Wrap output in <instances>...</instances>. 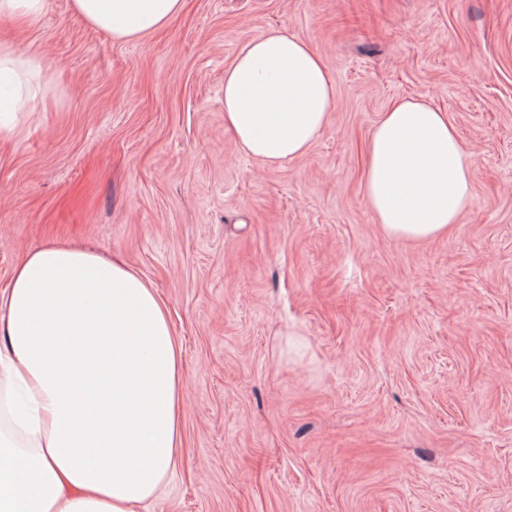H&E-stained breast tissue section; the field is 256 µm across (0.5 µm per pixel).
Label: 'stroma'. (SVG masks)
<instances>
[{"label":"stroma","instance_id":"1","mask_svg":"<svg viewBox=\"0 0 512 512\" xmlns=\"http://www.w3.org/2000/svg\"><path fill=\"white\" fill-rule=\"evenodd\" d=\"M273 29L335 103L271 166L224 128V71ZM2 38L53 79L0 142V289L80 242L157 289L182 348V457L147 512H512V0H186L132 41L48 0ZM401 97L472 161V206L425 242L363 195Z\"/></svg>","mask_w":512,"mask_h":512}]
</instances>
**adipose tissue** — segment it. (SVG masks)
Here are the masks:
<instances>
[{"label": "adipose tissue", "instance_id": "adipose-tissue-1", "mask_svg": "<svg viewBox=\"0 0 512 512\" xmlns=\"http://www.w3.org/2000/svg\"><path fill=\"white\" fill-rule=\"evenodd\" d=\"M184 0H72L92 27L135 40ZM18 110L51 73L0 42ZM335 83L303 38L272 31L224 72V127L269 165L305 154ZM364 198L391 237L447 234L473 199L472 168L447 113L396 101L369 140ZM186 383L166 302L127 265L76 244L29 254L0 291V512H140L182 444Z\"/></svg>", "mask_w": 512, "mask_h": 512}]
</instances>
